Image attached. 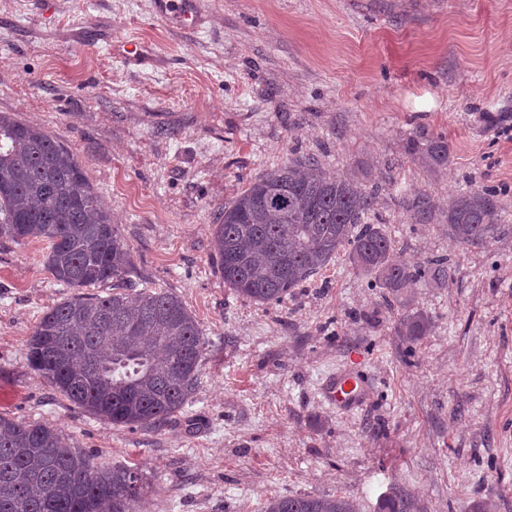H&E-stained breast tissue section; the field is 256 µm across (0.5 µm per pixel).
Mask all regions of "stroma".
Segmentation results:
<instances>
[{"label": "stroma", "mask_w": 512, "mask_h": 512, "mask_svg": "<svg viewBox=\"0 0 512 512\" xmlns=\"http://www.w3.org/2000/svg\"><path fill=\"white\" fill-rule=\"evenodd\" d=\"M0 0V112L78 153L132 249L135 290L179 297L206 340L198 385L166 427L81 412L27 362L50 306L75 291L43 244L0 241V414L54 425L104 464H139V512H262L273 496H347L376 512L390 487L415 512H512V0ZM147 45L128 63L116 46ZM442 136L448 165L405 152ZM311 156L377 187L392 262L445 256L450 287L403 306L345 255L283 302L227 287L212 226L259 173ZM499 190L500 238L448 234L450 195ZM428 196L427 224L408 199ZM427 314L411 341L396 322ZM364 380L360 407L330 377ZM363 379L357 374L344 373L328 380L326 389L338 407H352L361 403Z\"/></svg>", "instance_id": "35a3bbf8"}]
</instances>
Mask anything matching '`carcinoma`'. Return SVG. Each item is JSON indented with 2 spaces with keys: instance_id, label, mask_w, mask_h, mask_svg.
Wrapping results in <instances>:
<instances>
[{
  "instance_id": "carcinoma-1",
  "label": "carcinoma",
  "mask_w": 512,
  "mask_h": 512,
  "mask_svg": "<svg viewBox=\"0 0 512 512\" xmlns=\"http://www.w3.org/2000/svg\"><path fill=\"white\" fill-rule=\"evenodd\" d=\"M428 164H448L441 136L411 143ZM377 192L357 178H338L313 158L295 160L252 179L219 214L213 255L224 284L262 304L280 303L344 248L351 265L375 288L406 298L432 278L454 280L446 258L415 268L389 262L391 239L368 222ZM414 224L428 222L424 197L408 204ZM497 191L482 188L448 202V233L466 247L498 237ZM47 244L46 271L70 288L112 284L107 296H75L46 310L28 342V364L75 407L114 426L161 429L196 388L205 338L181 300L166 291L131 295L129 244L112 224L76 152L38 126L0 112V240ZM432 326L406 311L399 331L415 339ZM146 477L137 467L114 469L73 448L48 422L0 415V512H135ZM264 512H356L349 497L285 496ZM377 512H414L397 488Z\"/></svg>"
}]
</instances>
